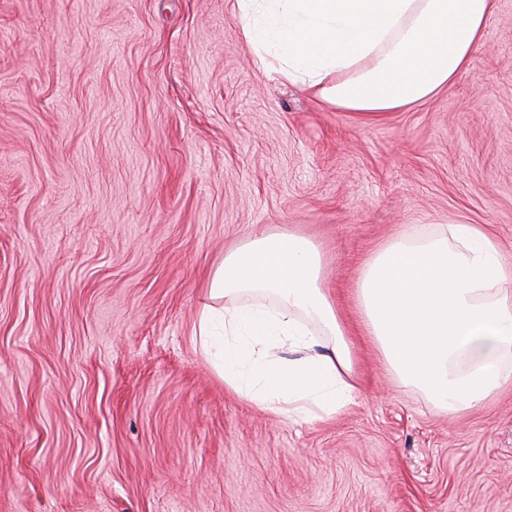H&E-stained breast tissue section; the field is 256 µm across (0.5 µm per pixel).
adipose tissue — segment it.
Returning a JSON list of instances; mask_svg holds the SVG:
<instances>
[{
  "label": "adipose tissue",
  "instance_id": "obj_1",
  "mask_svg": "<svg viewBox=\"0 0 512 512\" xmlns=\"http://www.w3.org/2000/svg\"><path fill=\"white\" fill-rule=\"evenodd\" d=\"M266 67L347 112H394L467 70L494 0H237ZM315 245L259 232L226 253L212 298L224 301L227 386L266 409L313 421L347 409L358 388L342 321L320 288ZM357 300L400 383L460 414L512 384V269L472 224L395 238L364 263Z\"/></svg>",
  "mask_w": 512,
  "mask_h": 512
}]
</instances>
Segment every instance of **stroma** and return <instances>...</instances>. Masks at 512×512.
<instances>
[{
  "label": "stroma",
  "mask_w": 512,
  "mask_h": 512,
  "mask_svg": "<svg viewBox=\"0 0 512 512\" xmlns=\"http://www.w3.org/2000/svg\"><path fill=\"white\" fill-rule=\"evenodd\" d=\"M236 0H0V512H512V386H399L356 302L390 240L476 224L512 266V0L396 112L257 69ZM310 240L356 404L297 422L195 334L227 251Z\"/></svg>",
  "instance_id": "1"
}]
</instances>
